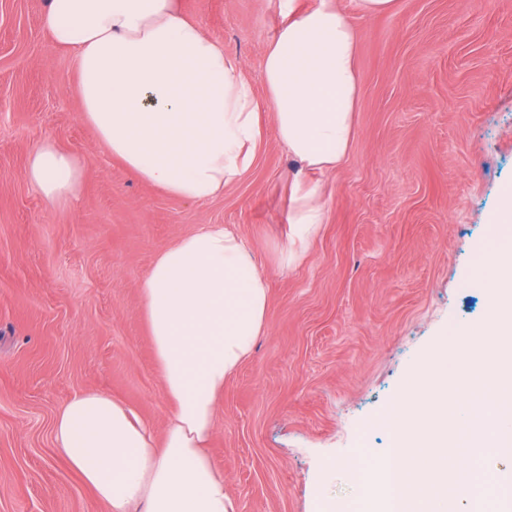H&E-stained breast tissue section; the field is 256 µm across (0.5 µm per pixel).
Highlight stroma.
Masks as SVG:
<instances>
[{
  "mask_svg": "<svg viewBox=\"0 0 512 512\" xmlns=\"http://www.w3.org/2000/svg\"><path fill=\"white\" fill-rule=\"evenodd\" d=\"M260 85L281 0H180ZM44 0H0V512H105L53 444L56 413L98 390L163 432L169 404L142 315L156 254L223 224L269 281L264 333L224 385L209 454L239 512H321L358 498L391 446L378 419L450 327L488 314L465 289L512 188V0H395L353 15L356 132L322 177L327 222L285 268L298 170L273 120L213 200L168 195L112 159L81 118L71 54ZM51 138L86 162L75 204L24 178Z\"/></svg>",
  "mask_w": 512,
  "mask_h": 512,
  "instance_id": "stroma-1",
  "label": "stroma"
}]
</instances>
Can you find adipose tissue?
Segmentation results:
<instances>
[{"label": "adipose tissue", "instance_id": "obj_1", "mask_svg": "<svg viewBox=\"0 0 512 512\" xmlns=\"http://www.w3.org/2000/svg\"><path fill=\"white\" fill-rule=\"evenodd\" d=\"M44 27L75 57L82 118L99 142L169 195H223L254 164L272 117L302 168L280 262L305 255L327 217L312 176L340 168L354 137L358 35L339 0L288 9L265 48L260 95L178 0H47ZM83 176L81 160L50 139L24 169L53 204L76 202ZM141 295L171 404L163 438L122 401L88 391L57 413L54 444L107 512H237L206 448L224 384L265 329L268 282L232 229L201 224L155 256Z\"/></svg>", "mask_w": 512, "mask_h": 512}]
</instances>
